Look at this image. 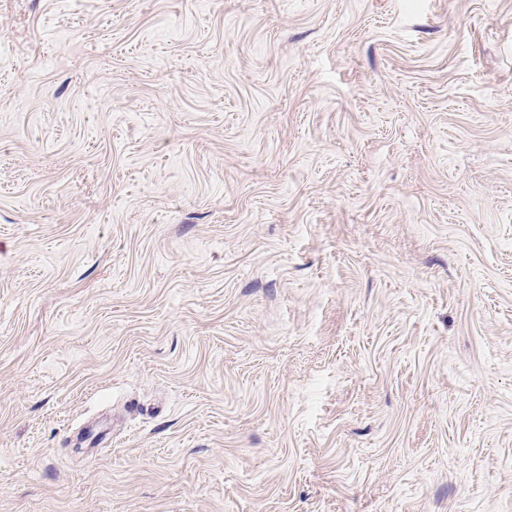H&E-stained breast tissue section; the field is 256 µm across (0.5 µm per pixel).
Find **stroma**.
I'll list each match as a JSON object with an SVG mask.
<instances>
[{
	"mask_svg": "<svg viewBox=\"0 0 512 512\" xmlns=\"http://www.w3.org/2000/svg\"><path fill=\"white\" fill-rule=\"evenodd\" d=\"M0 512H512V0H0Z\"/></svg>",
	"mask_w": 512,
	"mask_h": 512,
	"instance_id": "35a3bbf8",
	"label": "stroma"
}]
</instances>
